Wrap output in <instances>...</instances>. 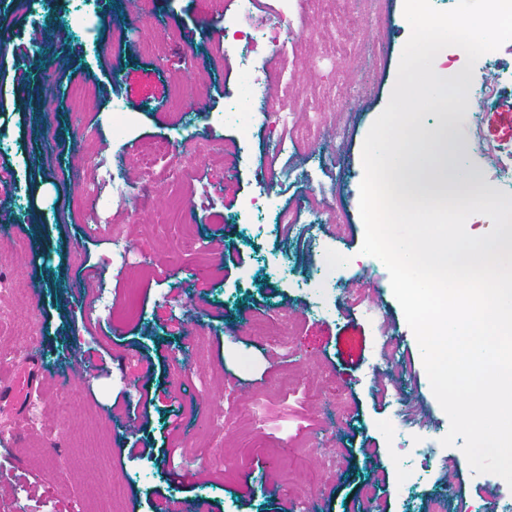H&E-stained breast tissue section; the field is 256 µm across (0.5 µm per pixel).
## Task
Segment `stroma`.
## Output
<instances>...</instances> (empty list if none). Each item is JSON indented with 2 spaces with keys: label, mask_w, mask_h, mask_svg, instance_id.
Returning <instances> with one entry per match:
<instances>
[{
  "label": "stroma",
  "mask_w": 512,
  "mask_h": 512,
  "mask_svg": "<svg viewBox=\"0 0 512 512\" xmlns=\"http://www.w3.org/2000/svg\"><path fill=\"white\" fill-rule=\"evenodd\" d=\"M403 7L381 0L373 15L343 0L356 49L338 60L309 53L307 39L337 31L301 0L288 41L229 49L226 20H279L280 0H224L220 15L210 0H141L134 12L124 0H55L32 15L0 0V212L14 226L0 236V368L24 381L0 402L12 433L0 448V512H106L116 481L120 512H153L163 495L206 500L210 512H287L301 501L307 512H428L439 496L447 512H490L512 502L497 475L444 471L442 458L461 448L441 445L449 419L416 337L386 266L361 252L362 146L396 82ZM247 69L257 85L243 141L236 102ZM281 81L297 101L336 90L294 114L323 128L308 149L281 150L259 110ZM463 86L457 150L494 195L512 197L493 157L512 143V40ZM116 110L127 116L120 132ZM267 157L276 174L264 185L255 167ZM108 172L117 180L98 202L106 236L86 223L82 191ZM265 196L275 210L305 206L309 231H250L243 203ZM339 205L350 214L341 237L330 222ZM115 236L131 260L114 251ZM34 238L45 243L37 258ZM197 238L204 251L192 248ZM355 282L370 288L373 313L346 303L342 289ZM101 292L117 300L113 311L93 312ZM384 334L399 340L404 366L382 359ZM393 377L417 430L401 432L378 390ZM146 442L175 449L180 467L128 455ZM204 445L222 449L223 468H204ZM416 445L427 472L406 459Z\"/></svg>",
  "instance_id": "obj_1"
}]
</instances>
